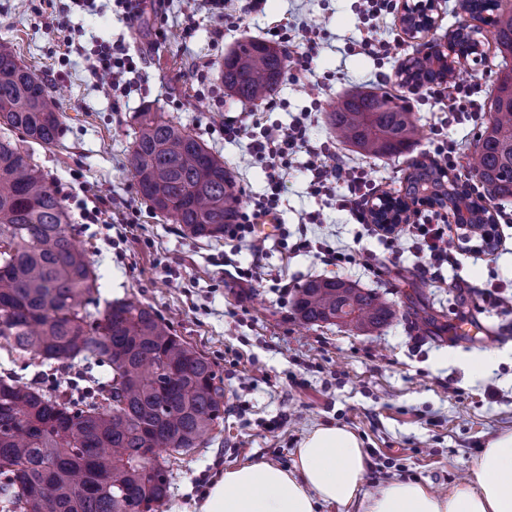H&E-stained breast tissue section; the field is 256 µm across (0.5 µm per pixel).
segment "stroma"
<instances>
[{
  "label": "stroma",
  "instance_id": "1",
  "mask_svg": "<svg viewBox=\"0 0 512 512\" xmlns=\"http://www.w3.org/2000/svg\"><path fill=\"white\" fill-rule=\"evenodd\" d=\"M93 14H74L67 31L57 27L59 0H0V41L12 42L20 61L58 92L65 116L60 146L31 150L63 198L84 248L101 277L102 300L133 296L169 320L177 335L214 362L224 380V423L209 443L169 458L167 512H197L212 480L224 470L248 462L290 467L302 439L320 425L354 431L370 459L367 488L395 479L414 480L448 490L475 467L488 441L512 431V310L477 307L473 286L494 281L512 283V201L496 210L497 248L472 259L454 254L443 280L424 277L409 238H401L397 258L387 259L376 239L337 211L332 201L310 194L301 168L290 171L281 195L282 227L266 234L263 262L269 276L262 284L240 287L224 269L228 241H204L164 221L143 202L132 179L128 147L133 115L144 109L166 113L222 155L236 175L243 209H250L265 188V171L249 162L245 145L226 142L219 125L228 112H241L219 75L202 86L191 77L194 57L217 59L239 42L261 38L268 23L289 16L323 23L322 48L312 76L295 79L288 66L270 102H257L253 112L263 123L288 125L299 113L311 115V138L335 140L326 114L345 94L372 90L371 77L384 70L389 91L399 89L401 64L418 56L420 42L402 32L397 15L381 19L379 37L388 41L384 65L355 53L367 35L361 24L360 0H267L265 10L217 20L190 12L193 0H168V35L155 41L158 18L146 13L139 27L127 28L108 6L97 0ZM193 14L183 29L185 14ZM223 39H216V31ZM125 39L144 61L138 89L130 97H105L88 63L64 54L62 40ZM478 39L481 60L467 59L462 81L482 87L489 98L501 60L489 32ZM410 103L420 120L421 138L412 153L391 159H363L344 146L338 155L360 163L376 194H395L414 160L426 159L434 128L448 125L442 107ZM488 112L473 121L448 125L460 147L456 175L466 177L475 137ZM99 210L90 223L84 211ZM324 221L303 225L306 213ZM134 215V223L123 218ZM326 239L355 252L344 269L326 265L313 254L290 252L281 229ZM382 263L381 275L370 267ZM341 277L361 288L386 294L397 309L394 322L361 332L340 325H301L293 315V291L314 277ZM478 320L499 334L481 342L454 332V324ZM500 355L483 372L470 368L473 356L489 350Z\"/></svg>",
  "mask_w": 512,
  "mask_h": 512
}]
</instances>
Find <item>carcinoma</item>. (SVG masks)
<instances>
[{
	"label": "carcinoma",
	"mask_w": 512,
	"mask_h": 512,
	"mask_svg": "<svg viewBox=\"0 0 512 512\" xmlns=\"http://www.w3.org/2000/svg\"><path fill=\"white\" fill-rule=\"evenodd\" d=\"M490 27L499 54L512 55V8L499 0H461ZM477 53L470 33L454 43ZM288 52L250 39L224 58L220 76L242 107L272 98ZM451 65L417 58L402 84L454 82ZM489 121L475 144L476 200L449 173L417 162L405 195L432 189L442 208L465 199L466 223L490 231L495 202L512 198V68L503 67L489 101ZM63 114L52 89L0 42V341L43 365L93 363L107 380L74 396L71 388L34 387L0 375V512H160L169 495L168 456L201 448L224 421V390L214 363L141 301L100 302L99 276L74 241L71 216L49 175L23 148L59 142ZM130 166L149 207L198 239L224 237L242 200L224 157L187 128L146 110L134 115ZM342 142L370 157L413 148L421 126L399 95L346 96L328 113ZM294 313L309 325L369 331L393 322L392 304L373 288L336 278L295 290ZM155 449L154 462L142 449Z\"/></svg>",
	"instance_id": "1"
}]
</instances>
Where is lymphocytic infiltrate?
<instances>
[{
    "mask_svg": "<svg viewBox=\"0 0 512 512\" xmlns=\"http://www.w3.org/2000/svg\"><path fill=\"white\" fill-rule=\"evenodd\" d=\"M289 22L282 19L269 28L272 41L289 52L295 53L298 61L297 72L311 73V63L318 53L321 24L305 19L297 25L296 34H289ZM141 56L130 51L125 42H101L94 49L92 74L108 72L112 80L106 93L112 97L129 96L132 92V75L138 74ZM479 84L454 82L429 89L427 98L434 101H448L449 122L463 123L480 111ZM220 131L226 141L247 140V153L251 160L263 165L267 189L255 202L251 211L241 212L236 223L227 225L224 234L229 241L245 246L253 261L250 267L238 270V279L247 284L263 280L262 260L266 253V238L259 230L263 220L275 219L281 194L289 170L298 154H306L303 168L309 178L312 194L335 198L339 210L348 211L358 224L368 228L377 239L388 257H397L401 235H409L415 241V248L422 262L420 271L430 279L442 276L443 267L454 251L460 247L450 233L447 222H429L425 215H416L412 224L405 229L384 231L380 225L371 223L369 209L374 188L363 167L350 164L339 157L332 143L311 140L306 117L292 120L288 126H266L260 119L245 120L242 116H225Z\"/></svg>",
    "mask_w": 512,
    "mask_h": 512,
    "instance_id": "obj_1",
    "label": "lymphocytic infiltrate"
}]
</instances>
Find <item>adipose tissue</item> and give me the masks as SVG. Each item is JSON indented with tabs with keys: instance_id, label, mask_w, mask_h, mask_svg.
Segmentation results:
<instances>
[{
	"instance_id": "1",
	"label": "adipose tissue",
	"mask_w": 512,
	"mask_h": 512,
	"mask_svg": "<svg viewBox=\"0 0 512 512\" xmlns=\"http://www.w3.org/2000/svg\"><path fill=\"white\" fill-rule=\"evenodd\" d=\"M369 458L344 426L314 428L292 467L251 462L225 470L210 485L198 512H319L322 505L356 512H512V431L492 438L471 477L445 493L410 480L364 491Z\"/></svg>"
}]
</instances>
